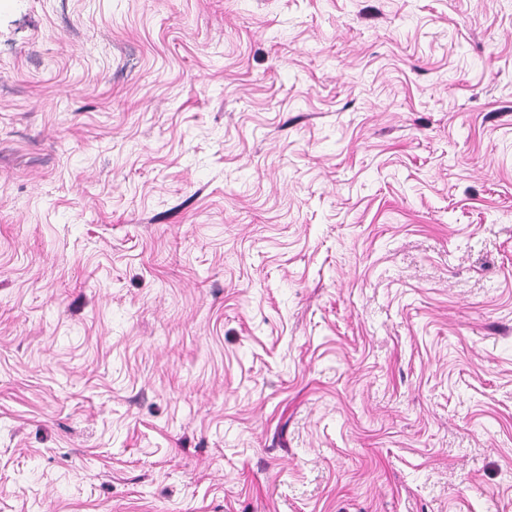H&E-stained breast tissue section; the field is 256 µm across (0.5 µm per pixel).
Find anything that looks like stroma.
I'll return each mask as SVG.
<instances>
[{
    "label": "stroma",
    "instance_id": "obj_1",
    "mask_svg": "<svg viewBox=\"0 0 512 512\" xmlns=\"http://www.w3.org/2000/svg\"><path fill=\"white\" fill-rule=\"evenodd\" d=\"M0 512H512V0H0Z\"/></svg>",
    "mask_w": 512,
    "mask_h": 512
}]
</instances>
